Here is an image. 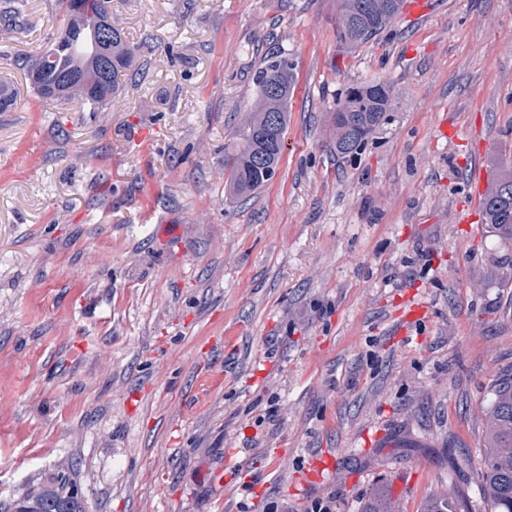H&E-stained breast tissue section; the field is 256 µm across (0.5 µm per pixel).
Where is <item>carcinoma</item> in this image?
Masks as SVG:
<instances>
[{"label":"carcinoma","instance_id":"carcinoma-1","mask_svg":"<svg viewBox=\"0 0 512 512\" xmlns=\"http://www.w3.org/2000/svg\"><path fill=\"white\" fill-rule=\"evenodd\" d=\"M112 0H64L63 23L53 41L41 53L22 59L30 88L41 98L60 106L78 103L91 112H110L127 76L144 75L137 49L127 41L119 25L108 22L96 28L83 25L85 10L110 14ZM402 0H338L337 38L356 48L386 28L399 14ZM24 0H0V28L23 30ZM89 84L87 93L74 97L66 89ZM257 103L240 130L241 145L224 159L227 199L247 198L276 174L288 129V99L294 90L292 64L278 51L264 58L255 74ZM391 106L390 87L369 81L347 90L332 113L331 149L344 159L364 145ZM480 210L506 247L512 246V161L503 160L491 174L480 197ZM484 447L473 470L491 512H512V370L501 373L490 386L485 411ZM68 475L61 473L34 494L15 505V512H84L81 497ZM422 512H472L468 500L436 495Z\"/></svg>","mask_w":512,"mask_h":512}]
</instances>
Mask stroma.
<instances>
[{
	"label": "stroma",
	"mask_w": 512,
	"mask_h": 512,
	"mask_svg": "<svg viewBox=\"0 0 512 512\" xmlns=\"http://www.w3.org/2000/svg\"><path fill=\"white\" fill-rule=\"evenodd\" d=\"M367 43L337 0H112L148 61L111 112L40 99L0 33V512L58 473L86 512H400L465 493L489 384L512 367V249L478 176L512 157V0H424ZM294 63L275 176L230 202L224 156L270 48ZM392 105L353 156L331 117ZM430 314L395 336L403 293ZM328 453L335 477L301 486ZM390 106V87L383 81H369L349 88L332 113L330 145L336 157L344 159L357 153Z\"/></svg>",
	"instance_id": "1"
}]
</instances>
